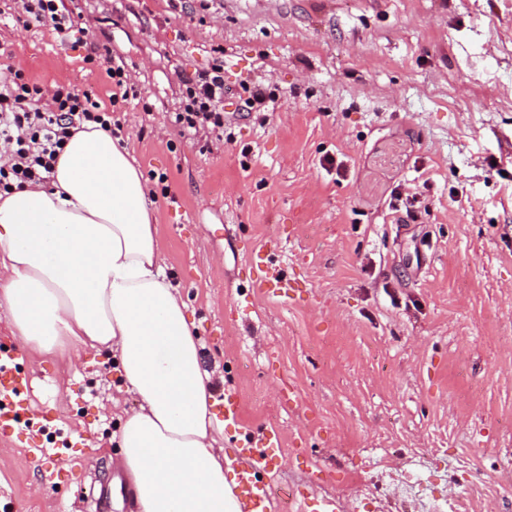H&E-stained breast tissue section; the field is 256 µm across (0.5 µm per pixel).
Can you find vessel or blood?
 I'll use <instances>...</instances> for the list:
<instances>
[{"label": "vessel or blood", "mask_w": 512, "mask_h": 512, "mask_svg": "<svg viewBox=\"0 0 512 512\" xmlns=\"http://www.w3.org/2000/svg\"><path fill=\"white\" fill-rule=\"evenodd\" d=\"M23 386V380L14 374L12 358L0 356V426L11 427L13 418L6 407L21 396ZM260 442V449L242 450V460L236 468L235 492L242 503V512H270L272 493L264 475L276 465L280 436L276 431L267 430L262 433Z\"/></svg>", "instance_id": "b4317fda"}]
</instances>
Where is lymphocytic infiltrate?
Wrapping results in <instances>:
<instances>
[{
    "label": "lymphocytic infiltrate",
    "instance_id": "obj_1",
    "mask_svg": "<svg viewBox=\"0 0 512 512\" xmlns=\"http://www.w3.org/2000/svg\"><path fill=\"white\" fill-rule=\"evenodd\" d=\"M16 25L42 27L63 39L84 35L81 15L69 10L64 0H16ZM83 61L104 72L111 93L107 100L95 98L65 84L46 89L25 70L0 60V195L28 185H47L66 142L84 124L96 123L111 130L112 112L118 104L137 98L128 77L126 61L119 56L91 49ZM181 82L187 103L176 121L185 135L208 131L223 137L230 119L224 104V66L185 74Z\"/></svg>",
    "mask_w": 512,
    "mask_h": 512
}]
</instances>
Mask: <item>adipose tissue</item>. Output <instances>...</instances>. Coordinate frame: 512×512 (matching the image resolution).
<instances>
[{"instance_id":"obj_1","label":"adipose tissue","mask_w":512,"mask_h":512,"mask_svg":"<svg viewBox=\"0 0 512 512\" xmlns=\"http://www.w3.org/2000/svg\"><path fill=\"white\" fill-rule=\"evenodd\" d=\"M150 189L120 138L75 133L50 187L0 197V313L35 358L117 354L137 400L118 465L138 512H242L187 306L167 281Z\"/></svg>"}]
</instances>
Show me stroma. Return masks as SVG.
<instances>
[{
  "label": "stroma",
  "instance_id": "1",
  "mask_svg": "<svg viewBox=\"0 0 512 512\" xmlns=\"http://www.w3.org/2000/svg\"><path fill=\"white\" fill-rule=\"evenodd\" d=\"M86 41L0 23V53L51 86L105 96L89 46L124 57L140 97L122 138L154 193L164 270L195 323L224 459L282 447L271 512H512V0H65ZM223 49L277 96L231 142L171 123L180 74ZM151 113H144L143 104ZM415 222L397 224L394 209ZM271 258L287 296L253 264ZM22 424L0 435L14 512L100 505L135 398L112 353L21 355Z\"/></svg>",
  "mask_w": 512,
  "mask_h": 512
}]
</instances>
